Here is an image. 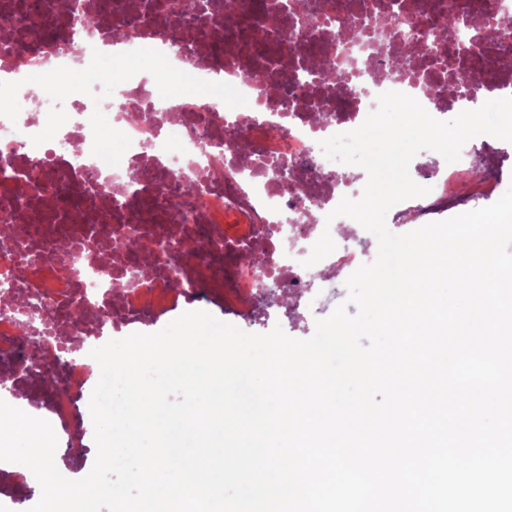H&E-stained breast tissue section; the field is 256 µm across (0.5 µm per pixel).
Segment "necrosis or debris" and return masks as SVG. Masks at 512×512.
I'll return each instance as SVG.
<instances>
[{"mask_svg": "<svg viewBox=\"0 0 512 512\" xmlns=\"http://www.w3.org/2000/svg\"><path fill=\"white\" fill-rule=\"evenodd\" d=\"M112 25L62 32L20 29L0 39V284L16 295L40 294L53 332L22 339L12 312L0 311V365L18 382L42 385L35 362L96 348L99 314L114 323L184 309L222 297L225 309L251 321L279 314L299 321L301 303L321 282L349 277L372 263L368 232L332 210L347 196L353 168L329 160L320 142L360 126L386 91L408 94L434 118L465 110L459 65L495 69V84L512 56V0H230L207 23V54L169 37L172 21L147 14V0H107ZM475 17L494 37L477 47L443 36L449 11ZM263 27L273 49L250 43ZM195 69L200 81L223 76L242 111L219 98L177 95L169 75ZM121 72L123 80L102 88ZM121 139L120 158L107 162L103 143ZM244 135L248 155L229 147ZM81 144L64 150L66 140ZM298 178L276 181L280 162ZM497 156L465 143L458 161L418 164L410 172L429 187L395 205L392 221L416 229L447 217L458 205L499 196ZM330 233L335 250L305 266L314 243ZM149 242L151 268L132 287L124 274L139 268L129 241ZM265 271H258L254 257ZM283 283L289 304L259 308L260 273ZM52 393L38 406L75 445L72 423L96 374L69 360Z\"/></svg>", "mask_w": 512, "mask_h": 512, "instance_id": "4bbe7bcc", "label": "necrosis or debris"}]
</instances>
